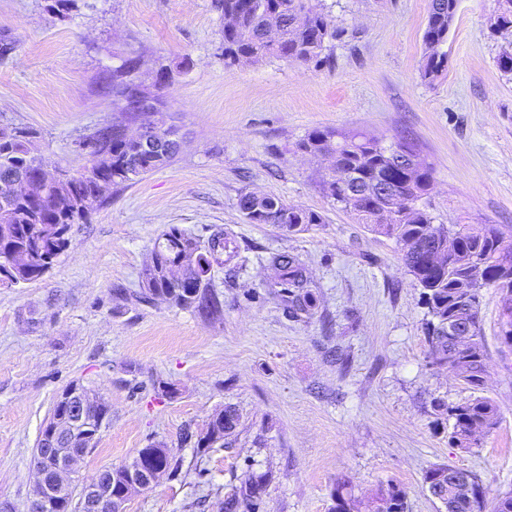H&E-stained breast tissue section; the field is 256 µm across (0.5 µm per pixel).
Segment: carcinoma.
<instances>
[{
	"mask_svg": "<svg viewBox=\"0 0 512 512\" xmlns=\"http://www.w3.org/2000/svg\"><path fill=\"white\" fill-rule=\"evenodd\" d=\"M224 15V64L257 63L266 58L296 62H318L328 39L337 35L329 15L317 0H216ZM457 12V0H431L423 34L422 77L433 80L448 66L443 46L448 41L449 22ZM276 39L266 38L269 29ZM136 68L129 62L103 77L112 105L123 121L95 129L76 141L87 166L81 172L64 174L66 182H47L38 197L22 200L13 184L33 178L42 157L35 152L36 132L20 124L0 125V267L7 268L6 287H16L43 278L68 248L74 224L85 221L107 199L112 189L132 184L144 175L166 166L178 149L168 148L161 159L140 150L123 134L126 123L140 119L153 127L155 137L175 133L166 125V103L155 91L134 83L129 75ZM143 100H151L156 111H138ZM311 153L334 158L333 172L323 181V190L350 210L360 224L372 232L395 239L407 272L420 288V299L430 319L424 334L434 363L448 370L473 390L483 388L487 374L486 349L480 335L482 292L494 288L512 292V247L503 245L498 229L485 227L472 234L460 225L435 224L418 201L431 186L430 166L397 162L391 148L359 133L315 129L302 141ZM384 183L399 198L397 210L379 195ZM239 210L252 224H275L290 233L302 231L321 217L286 203L277 196L244 192ZM238 255L236 241L224 232L206 240L171 225L154 242L150 260L140 272L139 291L134 297L150 303L156 299L172 307L192 309L219 319L224 308L210 290L208 275L213 265H223ZM276 272L279 295L294 318H310L318 298L307 269L299 256L276 252L267 259ZM112 422L111 406L93 410L91 426L98 431ZM500 423L499 407L487 396H474L455 405L448 423V442L463 452L478 446ZM240 419L227 407L212 416L209 431L199 437L198 448H210L236 432ZM143 470L160 474L179 471L181 461L163 442L138 451ZM129 466L101 471L102 480L114 487L124 483ZM267 473L248 474L224 499V512H256ZM425 489H439L446 498V512H512V491L487 502L479 476L468 470L438 465L423 478ZM350 481L337 483L332 512H352ZM368 512H405L406 492L399 485H379L372 493Z\"/></svg>",
	"mask_w": 512,
	"mask_h": 512,
	"instance_id": "obj_1",
	"label": "carcinoma"
}]
</instances>
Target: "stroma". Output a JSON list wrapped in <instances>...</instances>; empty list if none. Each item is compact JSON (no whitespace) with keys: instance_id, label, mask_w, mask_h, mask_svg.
<instances>
[{"instance_id":"obj_1","label":"stroma","mask_w":512,"mask_h":512,"mask_svg":"<svg viewBox=\"0 0 512 512\" xmlns=\"http://www.w3.org/2000/svg\"><path fill=\"white\" fill-rule=\"evenodd\" d=\"M0 0V124L39 134L48 169L83 170L81 135L118 117L106 73L136 60L135 80L166 71V121L180 150L164 168L114 189L70 230L43 279L0 287V504L27 512L31 466L57 394L78 381L105 398L112 423L75 469V482L131 463L164 442L178 476L129 495L124 512H223L245 475L270 474L259 512H330L336 484L366 501L381 484L407 493V512H438L423 486L435 465L479 475L487 497L512 490V346L500 338V297L485 291L483 393L498 428L463 452L446 413L471 389L432 363L426 310L394 240L371 232L322 190L326 159L299 144L313 129L412 142L431 166L424 206L439 224H494L512 245V74L497 57L512 29H496L498 0H458L444 46L448 67L420 76L431 0H324L337 38L320 64L270 58L228 66L214 0ZM317 213L287 233L249 223L241 192ZM176 224L207 239L223 229L240 255L214 268L218 320L118 299L138 289L156 237ZM273 252L299 255L318 310L288 318L270 286ZM165 381L169 399L154 391ZM233 406L236 435L197 447L212 415Z\"/></svg>"}]
</instances>
